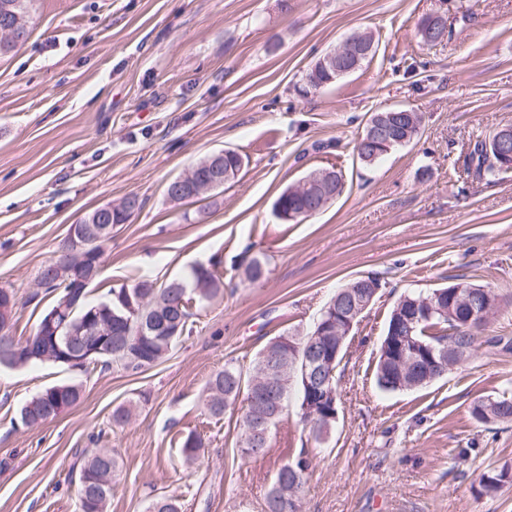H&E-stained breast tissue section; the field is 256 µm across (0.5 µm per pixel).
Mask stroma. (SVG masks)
<instances>
[{
    "label": "stroma",
    "instance_id": "obj_1",
    "mask_svg": "<svg viewBox=\"0 0 512 512\" xmlns=\"http://www.w3.org/2000/svg\"><path fill=\"white\" fill-rule=\"evenodd\" d=\"M444 9L449 36L430 49L417 23ZM372 58L335 84L306 74L351 35ZM423 117L418 136L370 167L352 147L372 113ZM512 124V0H35L28 39L0 57V287L18 303L11 333L35 332L52 298L37 278L71 224L137 194L112 232L89 298L140 278L164 282L217 265L224 294L192 335L143 372L49 364L0 367V512H76L86 451L119 463L107 512H145L177 496L182 512H261L276 467L307 448L302 512H512V485L480 495L486 468L512 466V424H480L472 402L512 388V348L481 351L426 388L384 392L374 357L406 293L466 281L506 305L486 329L512 337V176H467L477 137ZM247 156L213 198L170 201L168 183L224 149ZM322 168L342 194L286 223L273 204ZM267 258L243 282L246 246ZM376 273L382 296L353 330L337 370L339 416L323 445L301 444L288 415L265 455L242 458L240 407L211 418L208 380L249 368L272 337L305 330L337 288ZM74 381L82 398L24 427L21 405ZM131 408L128 424L113 410ZM195 431L205 455L184 463Z\"/></svg>",
    "mask_w": 512,
    "mask_h": 512
}]
</instances>
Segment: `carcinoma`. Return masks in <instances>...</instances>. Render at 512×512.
I'll use <instances>...</instances> for the list:
<instances>
[{"label":"carcinoma","instance_id":"carcinoma-1","mask_svg":"<svg viewBox=\"0 0 512 512\" xmlns=\"http://www.w3.org/2000/svg\"><path fill=\"white\" fill-rule=\"evenodd\" d=\"M32 0H0V25L6 23L16 28L23 37L29 36L30 5ZM421 118L414 116L413 122H403L399 138L403 144L412 142L418 135ZM498 132H493L475 141L465 158V168L479 179H491L505 174L498 165ZM397 141L390 145L395 148L401 144ZM314 200L309 193L300 191L295 186L288 187V194H280L275 201V208L299 212L313 206ZM185 284L183 288L171 287L167 281L160 285L143 278L130 287L112 288L108 298L100 302H91L88 294H83L79 307L75 309L72 321L78 322L87 314H93L104 322L112 323V352L94 354L81 367L102 366L108 368L117 365L125 370L138 372L150 368L165 358L173 346L191 331L194 311L204 308L223 293L224 283L221 277L203 265L191 267L190 271L180 277ZM46 291L54 294L49 307L42 313L46 318L53 310L72 302L63 281L46 284ZM433 298L435 305L443 309L432 319H424L416 324L413 335L426 344L447 341L465 358H470L482 348L494 349L505 343L511 344L502 336L482 338L471 333L466 325L465 306L451 302V296L436 291L405 294L393 306L386 327L401 320L402 310L416 302ZM171 317L175 321L176 334L155 336L139 334V319L144 316ZM278 354L275 346L266 343L255 355L251 372L245 374L241 369L224 365L208 381V395L204 399L206 413L219 417L231 405L242 401V415L239 423L240 437L238 447L244 458L257 457L267 452L265 448H248V431L255 429L253 407L248 404L251 378L258 375L265 362ZM53 345H44L43 350L30 351L24 343L15 341L8 335L0 337V366L16 368L28 364L64 365L62 361L53 360ZM284 367L281 392L271 398L274 416L271 427H276L288 415L290 398L296 399L295 412L303 430L317 443L332 432L336 420L332 415V398L323 403L312 400L301 379V362L296 353L288 354L282 362ZM375 380L378 388L385 392L410 391L429 385L433 379L425 380L413 365L403 366L395 358L387 337H382L377 350ZM81 397V388L76 384L52 385L32 396L21 407L19 420L22 425L33 428L41 426L59 416L65 409L75 405ZM472 418L481 424L512 423V396L502 394L488 402L476 401L470 409ZM181 455L185 462L194 463L203 455V443L196 433L189 432L180 440ZM311 461L306 451L302 450L291 460L277 467L265 499V512H298L296 501L305 483ZM92 470L96 483L86 489V494L94 499L110 501L112 498V480L116 476L118 463L112 452L106 448L91 450L85 454L81 471ZM512 483V469L503 466L494 468L480 476V493L493 496L503 487ZM147 512H179L177 497L161 494L153 497L147 506Z\"/></svg>","mask_w":512,"mask_h":512}]
</instances>
